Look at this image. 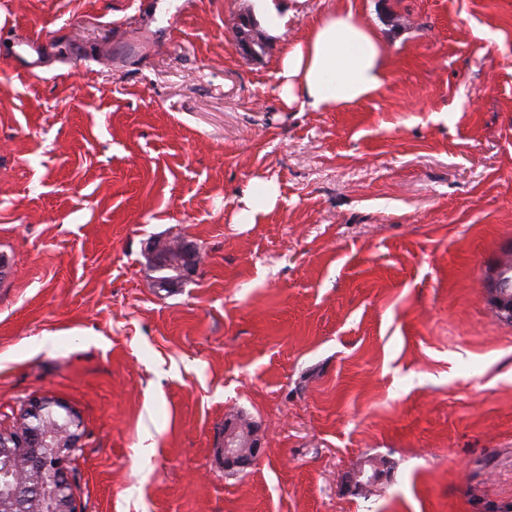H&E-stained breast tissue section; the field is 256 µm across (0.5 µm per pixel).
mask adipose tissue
I'll use <instances>...</instances> for the list:
<instances>
[{"label":"adipose tissue","instance_id":"ef3b65f1","mask_svg":"<svg viewBox=\"0 0 512 512\" xmlns=\"http://www.w3.org/2000/svg\"><path fill=\"white\" fill-rule=\"evenodd\" d=\"M386 45L350 10L324 16L289 43L278 76L289 101L328 111L365 100L384 83Z\"/></svg>","mask_w":512,"mask_h":512}]
</instances>
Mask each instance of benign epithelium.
Wrapping results in <instances>:
<instances>
[{"label":"benign epithelium","instance_id":"1","mask_svg":"<svg viewBox=\"0 0 512 512\" xmlns=\"http://www.w3.org/2000/svg\"><path fill=\"white\" fill-rule=\"evenodd\" d=\"M144 254L156 270L169 269L173 275L159 282L163 288H173L187 280L199 270L198 248L190 242L181 241L175 250L168 248V241L162 238L151 240ZM512 266L500 265L487 280L486 288L492 294L493 303L501 317L512 321V295L507 291L508 275ZM52 407L68 418V424L60 431L44 432L35 427L43 420L45 409ZM238 424L230 421L224 428V448L220 449L225 468L246 469L260 456L255 435L248 436L245 446L238 445ZM79 417L65 402L36 397L18 416L6 431L0 432V449L15 453L24 467V473L40 475L36 484H25L13 491L11 497L0 501V512H29L28 505L34 499L43 501L45 512H75L74 484L67 464L72 455L80 449ZM381 477V470L373 463L361 467L352 476L357 488L375 484Z\"/></svg>","mask_w":512,"mask_h":512}]
</instances>
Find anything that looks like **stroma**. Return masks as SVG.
<instances>
[{"instance_id": "stroma-1", "label": "stroma", "mask_w": 512, "mask_h": 512, "mask_svg": "<svg viewBox=\"0 0 512 512\" xmlns=\"http://www.w3.org/2000/svg\"><path fill=\"white\" fill-rule=\"evenodd\" d=\"M272 3L284 26L260 0H0V430L35 396L79 414L76 512H512L485 288L512 258V0ZM339 9L384 86L287 104L286 45ZM254 180L277 204L237 223ZM157 237L199 273L158 287ZM239 415L261 455L228 472Z\"/></svg>"}]
</instances>
